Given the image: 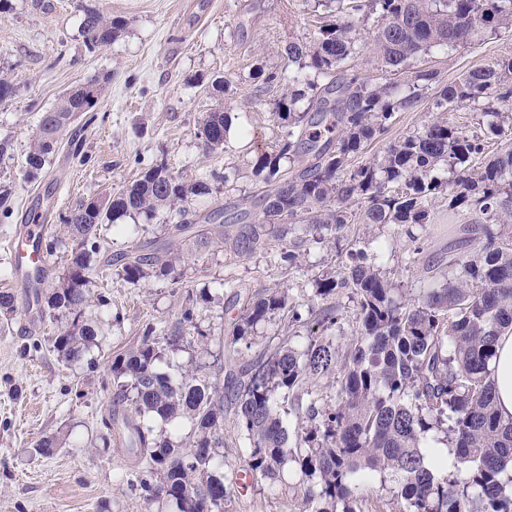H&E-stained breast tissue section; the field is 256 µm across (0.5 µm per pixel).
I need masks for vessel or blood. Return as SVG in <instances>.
I'll return each instance as SVG.
<instances>
[{"mask_svg":"<svg viewBox=\"0 0 512 512\" xmlns=\"http://www.w3.org/2000/svg\"><path fill=\"white\" fill-rule=\"evenodd\" d=\"M46 231L42 224H23L15 231L7 251L15 266L14 284L20 288L26 304H34L35 294L41 283L39 272L45 271L48 261L36 242Z\"/></svg>","mask_w":512,"mask_h":512,"instance_id":"vessel-or-blood-1","label":"vessel or blood"}]
</instances>
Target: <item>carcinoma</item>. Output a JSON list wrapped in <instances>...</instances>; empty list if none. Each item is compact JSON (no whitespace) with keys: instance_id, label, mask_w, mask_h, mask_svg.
Masks as SVG:
<instances>
[{"instance_id":"cac0c4a2","label":"carcinoma","mask_w":512,"mask_h":512,"mask_svg":"<svg viewBox=\"0 0 512 512\" xmlns=\"http://www.w3.org/2000/svg\"><path fill=\"white\" fill-rule=\"evenodd\" d=\"M369 19L376 59L403 83L372 85L345 68L355 52L356 22ZM124 26L88 9L84 44L90 51L105 47ZM509 26L512 0H336V22L320 26L314 44L298 40L285 47L297 69L258 71L265 84H286L273 107L282 136L277 151L259 150L253 160V174L264 185L253 197L254 210L203 216L239 225L221 242L242 254L265 252L290 269L297 266L298 243L275 251L268 245L284 240L295 224L335 241L350 224H392L404 229L416 264L426 243L413 229L426 230L442 203L448 222L478 241L480 256L454 257L446 270L429 266L434 287L406 298L388 276L387 246L370 259L353 239L341 271L323 278L317 290L323 300L351 290L356 325L347 348L340 352L323 337L340 326L337 307L309 305L304 317L288 291L268 288L240 308L230 344L250 345L254 326L286 313L288 325L308 319L321 335L301 351L288 337L271 342L256 362L226 378L218 371L212 381L197 378L190 363L170 364L193 348L189 337L207 345L197 324V305L210 301L207 293H186L174 326L145 324L137 344L112 361V402L124 405L126 415L104 426L146 460L139 487L154 512L170 505L176 512H224L226 397L246 448L243 467L256 479H270L293 460L311 481V512H364L359 485L375 477L398 489L399 512H512V418L500 415L491 378L497 338L512 330V145L493 157L486 151L491 138L512 130V55L442 88L438 70L418 63L433 47L465 46L482 30ZM433 89L435 117L383 155L361 159L399 113L417 107ZM103 92V82L91 79L43 113L26 155L29 176L44 168L71 123ZM467 105L481 119L448 123L447 112ZM228 130V113L216 109L203 119L200 137L217 150ZM285 159L287 172L281 169ZM196 193L162 162L143 168L117 193L83 200L69 211L64 222L76 246L67 273L43 304L51 318L67 321L53 338L65 361L79 360L97 344V329L85 313L104 303L90 288L100 227L136 215L150 219L162 210L174 216L178 233L203 237L184 206ZM174 262L166 252L141 248L112 258L115 274L132 284L149 270L159 279L170 275ZM322 381L336 389L335 398L317 390ZM183 420L190 423L187 433ZM436 434L453 455L449 471L428 450Z\"/></svg>"}]
</instances>
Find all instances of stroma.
Wrapping results in <instances>:
<instances>
[{
    "instance_id": "stroma-1",
    "label": "stroma",
    "mask_w": 512,
    "mask_h": 512,
    "mask_svg": "<svg viewBox=\"0 0 512 512\" xmlns=\"http://www.w3.org/2000/svg\"><path fill=\"white\" fill-rule=\"evenodd\" d=\"M125 20L109 46L88 51L81 22L86 8ZM334 0H0V75L16 89L0 102V140L12 150L0 158V289L13 285L11 258L5 249L17 224L39 209L51 235L68 238L63 218L80 201L113 194L138 178L143 167L165 163L184 184L206 182L208 194L189 195L185 205L197 215L240 203L259 194L251 160L256 149L278 148L281 129L272 114L283 85L256 79L257 70L282 71L288 42L313 40L319 20L334 15ZM372 23L356 32L360 51L346 62L350 71L372 84L392 75L371 57ZM512 54V28L483 31L467 46L436 47L420 58L438 69L443 84L463 73ZM111 75L98 104L72 125L36 179L26 175L25 158L43 112L70 89ZM224 78L227 90L216 94L211 82ZM229 112L232 126L222 149L208 151L199 123L208 112ZM236 172L232 188L221 177ZM133 234L102 229L101 265L91 275L93 291L107 303L87 309L98 330L99 345L89 359L65 364L52 348L59 322L34 309L0 314V512H147L136 488L119 484L118 473L136 468L137 449L104 445V419L112 413L113 359L136 344L148 322H174L188 289H209L202 305L201 329L211 342L198 355L204 376H213L215 360L238 367L255 361L273 336L299 345L303 327L286 322L257 328L252 345L220 350L230 321L224 307L233 293L250 298L264 289L287 288L291 302L313 300L316 281L337 271L341 258L333 244L308 238L307 225L298 265L267 264L262 255L241 256L221 245L219 223L204 227L210 242L177 234L165 213L137 216ZM368 249L387 241L391 278L410 296L429 287L422 266H408L404 237L397 226H355ZM428 248L438 260L476 255L477 246L460 240L448 213L438 210L427 229ZM133 248L178 253L167 278L148 277L132 285L113 272L114 254ZM61 445L48 457L34 447L44 437ZM307 486L295 464L281 468L274 481L240 479L231 491L227 512H306Z\"/></svg>"
}]
</instances>
